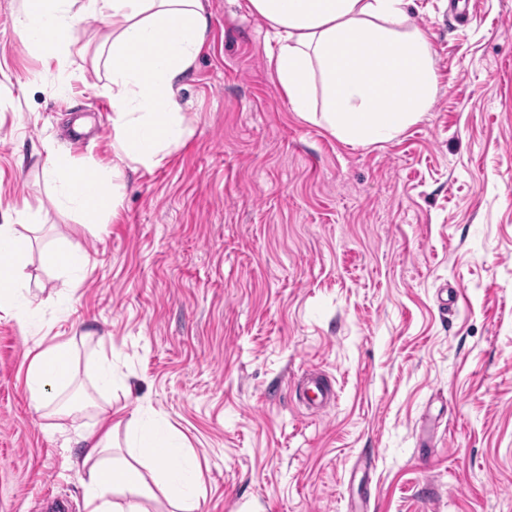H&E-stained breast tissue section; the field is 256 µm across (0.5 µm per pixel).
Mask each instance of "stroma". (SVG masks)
Returning a JSON list of instances; mask_svg holds the SVG:
<instances>
[{
	"label": "stroma",
	"instance_id": "stroma-1",
	"mask_svg": "<svg viewBox=\"0 0 512 512\" xmlns=\"http://www.w3.org/2000/svg\"><path fill=\"white\" fill-rule=\"evenodd\" d=\"M0 0V224L27 206L73 236L70 274L31 252L28 328L0 310V512H84L79 433L24 385L31 353L103 337L98 394L164 421L204 472L198 512H512V0H413L436 91L395 138L351 145L301 118L248 0H205L209 39L177 99L191 128L126 173L103 229L53 207L45 144L112 162L106 78L73 54L48 74ZM326 378L335 405L303 403Z\"/></svg>",
	"mask_w": 512,
	"mask_h": 512
}]
</instances>
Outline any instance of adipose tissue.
I'll return each mask as SVG.
<instances>
[{
    "label": "adipose tissue",
    "mask_w": 512,
    "mask_h": 512,
    "mask_svg": "<svg viewBox=\"0 0 512 512\" xmlns=\"http://www.w3.org/2000/svg\"><path fill=\"white\" fill-rule=\"evenodd\" d=\"M411 0H249L274 43L269 64L294 112L322 124L354 145L393 139L427 112L435 91L429 42L402 26ZM97 18L104 39L93 67L104 70L112 109L111 166L76 163L53 145L45 147L43 175L56 208L81 227L94 228L117 214L116 182L125 171H153L177 151L191 130L176 91L208 39L203 0H24L19 34L46 62L64 65L85 17ZM27 209L0 224V309L20 326L33 311L19 304L30 237ZM76 339L50 344L31 359L26 388L48 417L69 414L65 392L77 377ZM110 423L80 434L86 512H147L154 492L140 463H162L184 450L157 419L123 417L111 406L87 400ZM124 431L127 456L114 459V435ZM159 481L175 512H192L202 474L192 463L162 471Z\"/></svg>",
    "instance_id": "ef3b65f1"
}]
</instances>
